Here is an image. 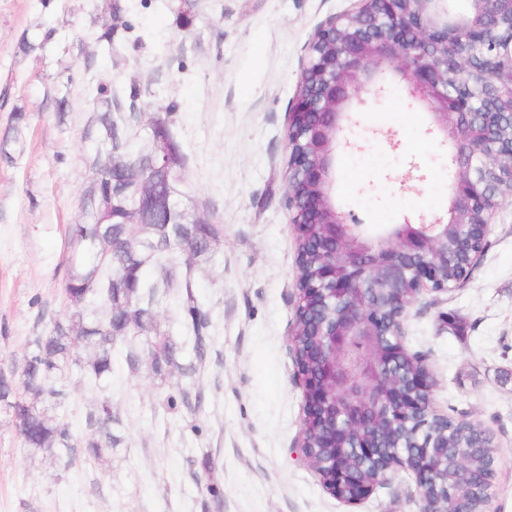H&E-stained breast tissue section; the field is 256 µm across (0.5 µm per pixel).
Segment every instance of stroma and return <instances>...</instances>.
<instances>
[{"label": "stroma", "mask_w": 512, "mask_h": 512, "mask_svg": "<svg viewBox=\"0 0 512 512\" xmlns=\"http://www.w3.org/2000/svg\"><path fill=\"white\" fill-rule=\"evenodd\" d=\"M107 3L117 14L108 45L97 40ZM194 3L184 27L173 0H0V368L19 367L66 309V239L91 207L85 167L97 147L88 132L98 87L112 90L121 111L138 113L135 148L148 114L175 104L183 204L220 224L192 269L213 338L193 378L153 375L143 361L129 368L127 352L140 347L134 336L116 343L106 388L71 366L56 415L80 439L98 399L110 397L120 442L68 469L23 448L1 410L0 512H421L412 473L349 504L298 450L304 398L290 341L299 295L288 110L315 30L360 0ZM24 41L33 51L21 50ZM429 125L427 109L409 106L400 89L367 98L353 148L336 159L337 204L377 230L444 213L449 148L427 135ZM414 163L425 179L411 188L403 178ZM486 242L453 292L415 297L402 335L425 360L434 408L493 433L489 512H512V202L496 212ZM187 387L201 402L168 408L167 396Z\"/></svg>", "instance_id": "stroma-1"}]
</instances>
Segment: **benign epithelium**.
Wrapping results in <instances>:
<instances>
[{
	"label": "benign epithelium",
	"mask_w": 512,
	"mask_h": 512,
	"mask_svg": "<svg viewBox=\"0 0 512 512\" xmlns=\"http://www.w3.org/2000/svg\"><path fill=\"white\" fill-rule=\"evenodd\" d=\"M436 0H362V5L319 27L308 44L299 86L288 113L285 172L292 224L322 226V258L298 278L296 320L307 335L304 358L293 347L305 413L299 451L323 487L353 504L399 471L415 476L421 512H445L448 495V416L431 404L423 358L402 343V320L422 290L446 293L448 231L464 244L485 239L488 224L512 201V147L498 141L512 125V30L494 43L495 63L483 82L479 106L461 75L484 48L489 19L512 15V0H473L462 20L440 17ZM397 78L408 98L431 111L432 127L451 144L449 205L443 214L403 217L371 233L336 206V154L352 147L346 131L357 124L359 93L384 91ZM484 138L470 135L474 122ZM143 212L171 209L169 198L148 192ZM406 435L402 448L390 434ZM462 458L453 479L467 492L452 512H475L482 489L469 485Z\"/></svg>",
	"instance_id": "7a95c632"
}]
</instances>
